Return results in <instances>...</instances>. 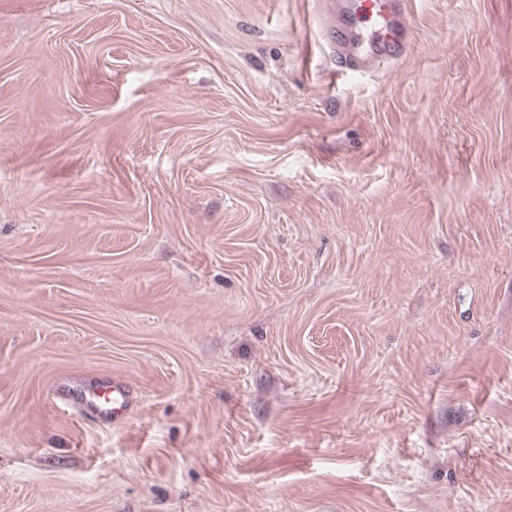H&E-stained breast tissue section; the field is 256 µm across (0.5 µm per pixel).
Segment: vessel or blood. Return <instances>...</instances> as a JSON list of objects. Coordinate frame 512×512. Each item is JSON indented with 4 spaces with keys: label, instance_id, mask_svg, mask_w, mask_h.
<instances>
[{
    "label": "vessel or blood",
    "instance_id": "obj_1",
    "mask_svg": "<svg viewBox=\"0 0 512 512\" xmlns=\"http://www.w3.org/2000/svg\"><path fill=\"white\" fill-rule=\"evenodd\" d=\"M327 45L343 69L373 73L406 55L409 24L406 0H317ZM92 409L106 420L126 419L133 394L123 383L98 387Z\"/></svg>",
    "mask_w": 512,
    "mask_h": 512
}]
</instances>
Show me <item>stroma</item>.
<instances>
[{
  "label": "stroma",
  "mask_w": 512,
  "mask_h": 512,
  "mask_svg": "<svg viewBox=\"0 0 512 512\" xmlns=\"http://www.w3.org/2000/svg\"><path fill=\"white\" fill-rule=\"evenodd\" d=\"M313 2L0 0V512H512V0ZM327 45L339 67L373 73L406 55L409 24L405 0H317ZM350 26L344 30L339 26ZM94 390V395L88 394L90 408L113 423L126 419L133 407V394L128 386L112 381V386H94Z\"/></svg>",
  "instance_id": "stroma-1"
}]
</instances>
